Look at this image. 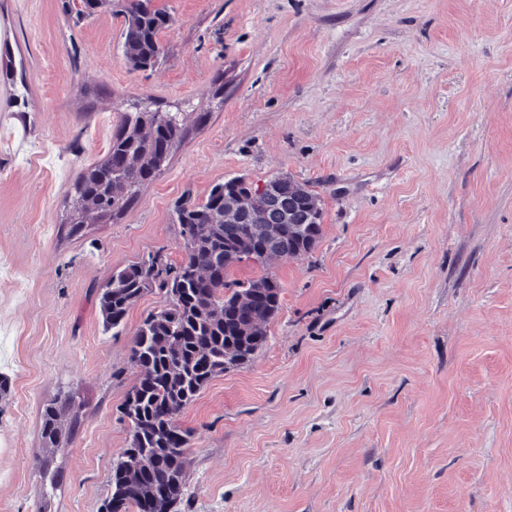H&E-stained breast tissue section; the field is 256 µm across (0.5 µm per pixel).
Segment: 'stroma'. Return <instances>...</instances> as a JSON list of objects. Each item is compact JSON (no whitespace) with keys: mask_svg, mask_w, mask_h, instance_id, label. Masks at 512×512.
I'll list each match as a JSON object with an SVG mask.
<instances>
[{"mask_svg":"<svg viewBox=\"0 0 512 512\" xmlns=\"http://www.w3.org/2000/svg\"><path fill=\"white\" fill-rule=\"evenodd\" d=\"M154 4L172 22L135 71L118 8L0 0L21 103L0 121V512H100L132 339L169 303L148 293L107 331L100 287L180 264L179 199L280 173L318 194L322 237L234 270L276 277L281 307L177 416V512H512V0ZM137 99L210 117L128 211L70 234L67 191ZM61 392L80 420L51 451L41 412Z\"/></svg>","mask_w":512,"mask_h":512,"instance_id":"1","label":"stroma"}]
</instances>
